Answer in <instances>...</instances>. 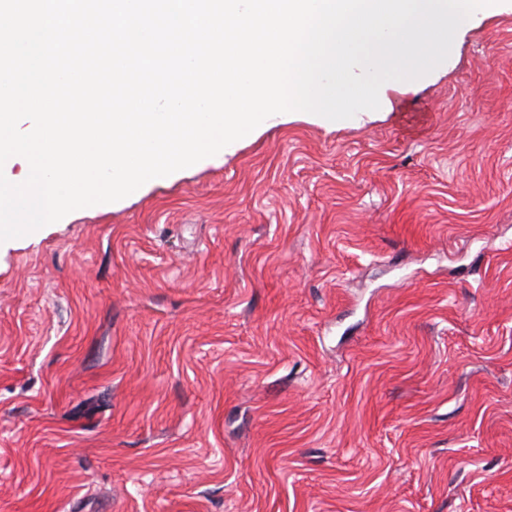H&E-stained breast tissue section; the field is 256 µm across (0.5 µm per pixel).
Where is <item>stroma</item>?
I'll return each instance as SVG.
<instances>
[{
  "instance_id": "obj_1",
  "label": "stroma",
  "mask_w": 512,
  "mask_h": 512,
  "mask_svg": "<svg viewBox=\"0 0 512 512\" xmlns=\"http://www.w3.org/2000/svg\"><path fill=\"white\" fill-rule=\"evenodd\" d=\"M0 512H512V13L0 243Z\"/></svg>"
}]
</instances>
